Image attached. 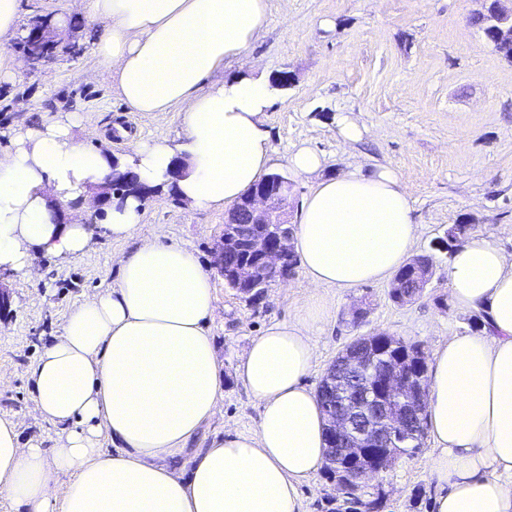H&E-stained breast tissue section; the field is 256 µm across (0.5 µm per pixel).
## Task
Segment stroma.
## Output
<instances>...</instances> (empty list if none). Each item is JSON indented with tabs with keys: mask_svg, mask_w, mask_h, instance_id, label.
Listing matches in <instances>:
<instances>
[{
	"mask_svg": "<svg viewBox=\"0 0 512 512\" xmlns=\"http://www.w3.org/2000/svg\"><path fill=\"white\" fill-rule=\"evenodd\" d=\"M479 0H268L265 27L250 49L224 67L225 78L292 72V86L276 88L264 126L276 173L290 175L286 157L305 145L321 154L325 170L351 166L391 168L403 183L418 225L414 253L433 252L434 274L420 299L403 306L390 299L389 281L353 291L324 289L332 315L315 339L307 378L318 387L329 364L355 338L387 332L421 344L425 353L452 335L472 333L471 312L452 302L450 256L432 249L453 224L471 225L472 236H490L512 253V62L486 45L472 22ZM50 22L69 49L44 66L12 67L18 41L0 46V149L11 133L43 121L74 119L75 134L111 141L113 153L127 139L179 141L177 110L143 114L113 92L105 63L93 50L91 22L74 0H21L20 32L36 19ZM362 130L348 144L342 119ZM124 128L127 139L115 137ZM226 217L219 209L189 207L178 197L152 193L143 204L139 233L191 248L214 284L216 307L209 328L224 372L220 412L194 440L197 448L225 430L254 431L258 409L235 375L253 336L271 323L292 319L309 284L303 268L273 283L250 301L229 288L213 251ZM130 243L98 237L81 257L37 255L35 280L0 272L9 304L0 310V417L18 422L22 441L51 445L56 434L35 409L27 370L70 308L112 287L114 255ZM365 304L355 323L352 310ZM436 450L399 458L377 481L386 492L381 512H432L436 485L430 466ZM302 512H335L343 499L331 479L317 472L300 488Z\"/></svg>",
	"mask_w": 512,
	"mask_h": 512,
	"instance_id": "1",
	"label": "stroma"
}]
</instances>
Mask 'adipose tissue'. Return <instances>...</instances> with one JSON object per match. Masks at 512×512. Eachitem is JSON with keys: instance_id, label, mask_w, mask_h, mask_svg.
<instances>
[{"instance_id": "adipose-tissue-1", "label": "adipose tissue", "mask_w": 512, "mask_h": 512, "mask_svg": "<svg viewBox=\"0 0 512 512\" xmlns=\"http://www.w3.org/2000/svg\"><path fill=\"white\" fill-rule=\"evenodd\" d=\"M77 7L103 29L96 51L123 101L145 114L178 108L184 141L134 140L115 159L70 124L50 121L14 131L0 149V271L36 278L37 254L77 258L101 235L135 243L114 258L116 287L74 305L27 373L53 444L22 442L17 422L0 418V492L15 512H301L299 488L326 453V420L305 382L313 339L331 315L320 290L379 282L404 263L417 239L408 195L391 170L326 177L316 151L289 154V170L312 183L292 246L314 291L292 320L269 325L239 357L237 376L259 410L255 431H225L188 467L166 465L224 399L208 327L212 279L187 246L138 239L136 197L96 226L55 223L51 204L80 198L115 162L145 184L176 187L194 208L232 206L269 175V82L216 77L257 40L267 0ZM176 160L183 175L174 180ZM448 280L454 304L484 309L486 318L480 333L450 336L433 352V508L512 512V255L495 240L474 239L454 254Z\"/></svg>"}]
</instances>
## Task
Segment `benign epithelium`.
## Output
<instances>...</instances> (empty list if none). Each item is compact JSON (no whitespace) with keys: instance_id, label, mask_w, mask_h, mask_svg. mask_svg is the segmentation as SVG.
<instances>
[{"instance_id":"benign-epithelium-1","label":"benign epithelium","mask_w":512,"mask_h":512,"mask_svg":"<svg viewBox=\"0 0 512 512\" xmlns=\"http://www.w3.org/2000/svg\"><path fill=\"white\" fill-rule=\"evenodd\" d=\"M503 0H495L496 21L500 25V37L512 42V9L502 6ZM24 58L32 66L49 62L48 53L67 49L56 32L47 35L31 30L22 40ZM130 180L128 171L112 163V174L94 197V204L102 206L111 202L112 188ZM290 183L281 175H271L252 191L248 208L253 223L265 225L273 235H256L246 240L226 232L216 244L214 257L218 269H224V254L229 250L242 251L246 260L233 271L239 284L256 288L258 279L273 283L288 276V262L292 246V227L288 218L287 199ZM376 336H360L356 349L361 354L353 356L352 369L365 376L366 405L353 410H338L330 416V435L335 443L332 453L347 460H365V464L351 470L348 476L336 481L342 493L350 488H361L370 478L389 469L396 461L390 444L402 414L391 404L394 394L410 397V409L421 412L426 402L425 373L413 374L402 362L379 360L374 352Z\"/></svg>"}]
</instances>
